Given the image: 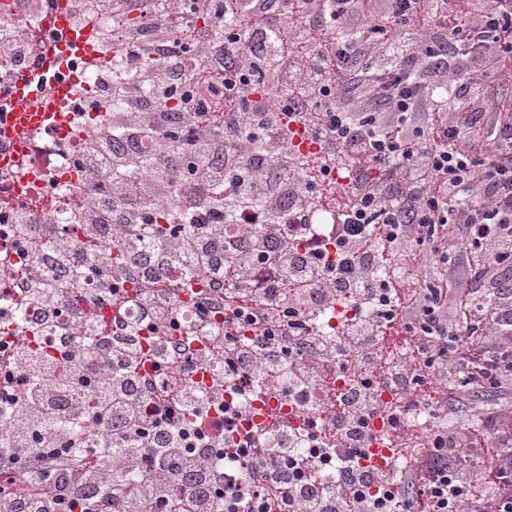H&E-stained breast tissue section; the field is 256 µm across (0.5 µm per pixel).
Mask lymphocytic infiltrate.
<instances>
[{
    "label": "lymphocytic infiltrate",
    "mask_w": 512,
    "mask_h": 512,
    "mask_svg": "<svg viewBox=\"0 0 512 512\" xmlns=\"http://www.w3.org/2000/svg\"><path fill=\"white\" fill-rule=\"evenodd\" d=\"M138 13L119 43L112 88L126 108L85 142L80 163L97 197L80 219L108 236L130 226L140 245L126 273L146 288L100 299L46 227L15 226L35 263L15 292L38 293L40 332L60 310L96 304L111 321L89 342H56L65 363L0 350V512H512V0H101ZM179 96L173 112L166 98ZM304 126L321 153L289 145ZM152 141L143 152V141ZM261 150H254V143ZM347 182L336 208V262L311 237L331 174ZM169 189L172 231H148L143 203ZM240 225L224 238L225 223ZM422 277H407L408 268ZM258 293L259 303L197 301L192 336L223 344L208 389L188 379L187 343L171 294L197 274ZM139 324L126 323L128 302ZM360 310L341 336L317 327L325 308ZM152 325L153 374L137 336ZM308 404L319 431L287 429L277 449L228 441L199 424L226 378L247 376ZM348 380L336 392V375ZM400 390L385 469L361 466L380 410L378 386ZM500 396L479 424L458 427L471 393ZM336 412L322 416V404ZM146 472L140 485L111 467ZM244 484L225 492V464Z\"/></svg>",
    "instance_id": "lymphocytic-infiltrate-1"
}]
</instances>
